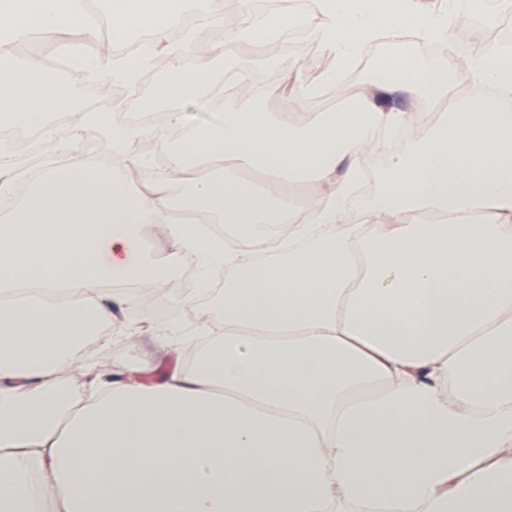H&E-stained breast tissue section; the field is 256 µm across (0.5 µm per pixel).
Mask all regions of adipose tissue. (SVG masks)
<instances>
[{
	"mask_svg": "<svg viewBox=\"0 0 512 512\" xmlns=\"http://www.w3.org/2000/svg\"><path fill=\"white\" fill-rule=\"evenodd\" d=\"M103 0L115 32L167 41L184 0ZM482 0H317L310 37L336 61L416 34L448 45ZM62 28L74 74L134 79L148 58L105 66L84 0H0V112L43 131L72 86L15 43ZM183 52L156 99L181 127L185 101L213 107L210 89L242 63ZM386 78L332 112H306L296 82L284 124L251 110L219 113L170 154L152 193L113 174L131 162L140 129L108 113L81 123L111 146L112 169L71 147L62 170L42 169L28 202L0 220V512H512V46L479 49L461 95L447 59L398 52ZM413 92L447 102L442 119L392 157L376 193L344 200L364 173L362 152L415 115ZM245 160L269 180L309 182L302 207L237 179L198 176L201 162ZM187 174L198 205L245 226L251 248L170 221V183ZM164 224L173 258L195 264L224 335L192 366L157 384L126 368L61 375L104 323L175 345L188 328L120 320L128 299L111 282L160 289L141 224ZM284 224L287 234L271 235Z\"/></svg>",
	"mask_w": 512,
	"mask_h": 512,
	"instance_id": "1",
	"label": "adipose tissue"
}]
</instances>
